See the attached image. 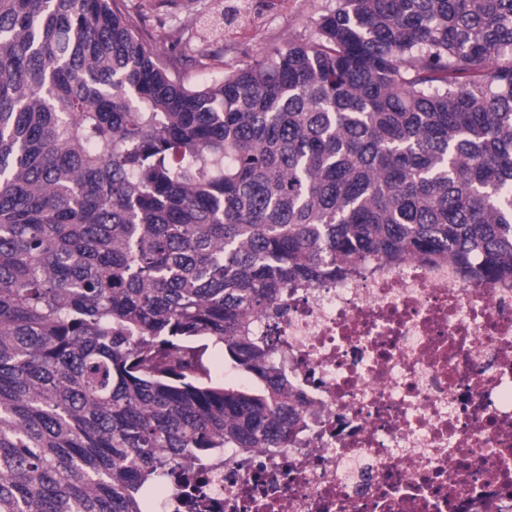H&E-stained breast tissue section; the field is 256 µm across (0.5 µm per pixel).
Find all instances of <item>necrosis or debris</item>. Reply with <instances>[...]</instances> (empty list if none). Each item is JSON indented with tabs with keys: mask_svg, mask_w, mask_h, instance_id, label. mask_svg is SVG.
Masks as SVG:
<instances>
[{
	"mask_svg": "<svg viewBox=\"0 0 512 512\" xmlns=\"http://www.w3.org/2000/svg\"><path fill=\"white\" fill-rule=\"evenodd\" d=\"M314 429L225 457L212 512H512V281L373 263L257 321Z\"/></svg>",
	"mask_w": 512,
	"mask_h": 512,
	"instance_id": "4bbe7bcc",
	"label": "necrosis or debris"
}]
</instances>
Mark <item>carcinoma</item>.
<instances>
[{"mask_svg": "<svg viewBox=\"0 0 512 512\" xmlns=\"http://www.w3.org/2000/svg\"><path fill=\"white\" fill-rule=\"evenodd\" d=\"M409 256L512 279V0H335L200 83L124 0H0V512L303 443L256 320Z\"/></svg>", "mask_w": 512, "mask_h": 512, "instance_id": "cac0c4a2", "label": "carcinoma"}]
</instances>
